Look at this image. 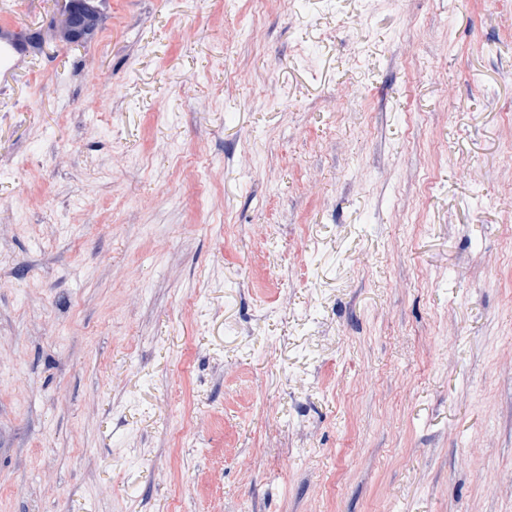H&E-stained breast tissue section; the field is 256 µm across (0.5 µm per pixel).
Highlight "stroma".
<instances>
[{
  "mask_svg": "<svg viewBox=\"0 0 512 512\" xmlns=\"http://www.w3.org/2000/svg\"><path fill=\"white\" fill-rule=\"evenodd\" d=\"M36 2L0 512H512V0Z\"/></svg>",
  "mask_w": 512,
  "mask_h": 512,
  "instance_id": "obj_1",
  "label": "stroma"
}]
</instances>
